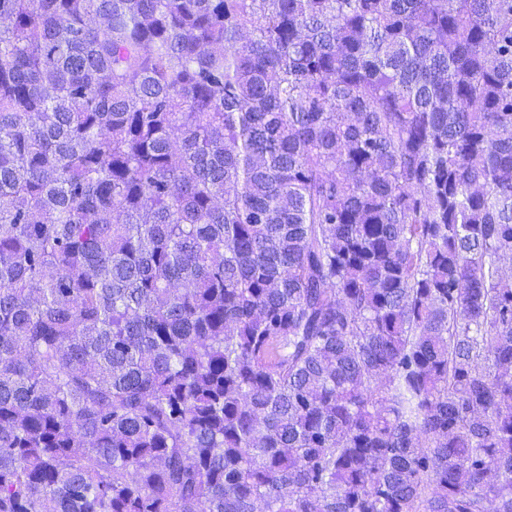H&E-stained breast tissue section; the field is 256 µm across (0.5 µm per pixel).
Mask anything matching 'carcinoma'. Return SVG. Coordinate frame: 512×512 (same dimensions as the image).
<instances>
[{
  "mask_svg": "<svg viewBox=\"0 0 512 512\" xmlns=\"http://www.w3.org/2000/svg\"><path fill=\"white\" fill-rule=\"evenodd\" d=\"M512 0H0V512H512Z\"/></svg>",
  "mask_w": 512,
  "mask_h": 512,
  "instance_id": "carcinoma-1",
  "label": "carcinoma"
}]
</instances>
